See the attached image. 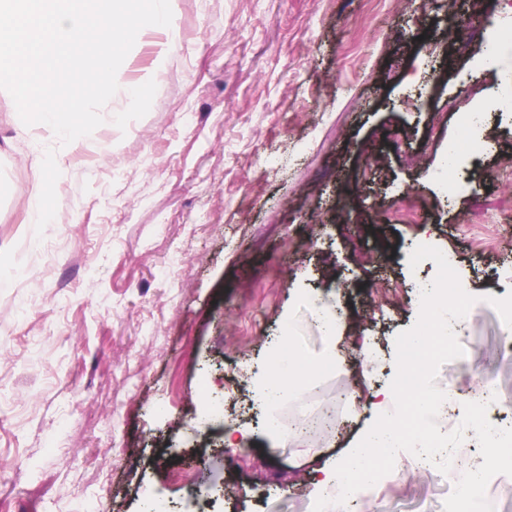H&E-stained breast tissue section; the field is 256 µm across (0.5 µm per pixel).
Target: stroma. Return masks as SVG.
<instances>
[{
    "label": "stroma",
    "mask_w": 512,
    "mask_h": 512,
    "mask_svg": "<svg viewBox=\"0 0 512 512\" xmlns=\"http://www.w3.org/2000/svg\"><path fill=\"white\" fill-rule=\"evenodd\" d=\"M448 0H177L180 47L145 28L117 73L142 107L61 144L20 132L0 93V512H144L145 490L173 512H279L323 495L310 469H334L380 410L396 336L419 314L409 255L420 241L455 251L475 303L462 357L440 366L447 399L469 397L512 423L508 327L492 298L512 293V120L487 113L493 149L453 174L460 136L453 80L436 67ZM430 111L404 103L419 91ZM401 129L407 143L389 145ZM59 157L49 224L28 223L36 158ZM375 259L366 262L364 251ZM339 313L326 335L319 309ZM319 367L302 392L262 406L258 387L282 337ZM387 350L363 358L361 343ZM229 427H196L206 401L241 374ZM276 416L310 432L268 434ZM203 458L230 496L187 500L170 457ZM435 467L398 452L388 480L350 512H444Z\"/></svg>",
    "instance_id": "obj_1"
}]
</instances>
